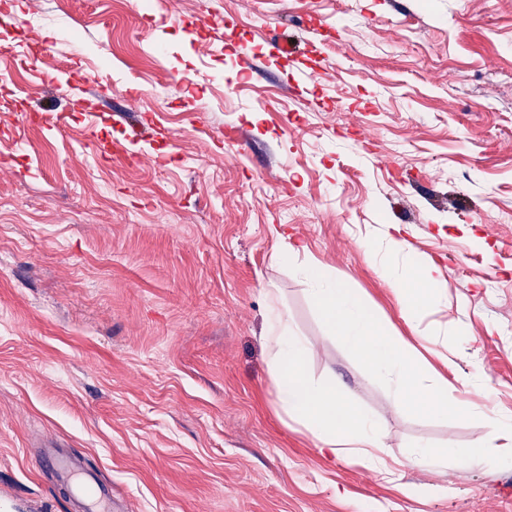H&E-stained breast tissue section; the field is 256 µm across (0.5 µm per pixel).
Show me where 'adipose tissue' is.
Here are the masks:
<instances>
[{"label": "adipose tissue", "instance_id": "1", "mask_svg": "<svg viewBox=\"0 0 512 512\" xmlns=\"http://www.w3.org/2000/svg\"><path fill=\"white\" fill-rule=\"evenodd\" d=\"M382 270L404 319L414 321L424 303L439 289L433 268L416 260L405 272L390 263L384 264ZM299 272L312 285V298L330 337L343 340L369 373L391 382L400 401L433 414H470V407L460 405L449 395L447 380L418 389L423 368L415 349L400 337L390 335L385 324L350 291L328 280L314 263H305ZM265 345L276 400L283 413L306 426L321 451L354 448L359 459L379 471H388L393 452L385 442V429L345 400L335 384H318L309 378L305 370L309 344L292 333L284 312H277L270 321ZM485 424V440L473 447L447 450L420 445L411 455L423 465L444 463L453 457L512 467V421L489 414Z\"/></svg>", "mask_w": 512, "mask_h": 512}]
</instances>
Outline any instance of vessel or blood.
I'll return each instance as SVG.
<instances>
[{"label": "vessel or blood", "mask_w": 512, "mask_h": 512, "mask_svg": "<svg viewBox=\"0 0 512 512\" xmlns=\"http://www.w3.org/2000/svg\"><path fill=\"white\" fill-rule=\"evenodd\" d=\"M41 466L65 486L78 512H112V487L85 470L73 454L49 444L40 451Z\"/></svg>", "instance_id": "b4317fda"}]
</instances>
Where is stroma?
Listing matches in <instances>:
<instances>
[{
  "label": "stroma",
  "instance_id": "35a3bbf8",
  "mask_svg": "<svg viewBox=\"0 0 512 512\" xmlns=\"http://www.w3.org/2000/svg\"><path fill=\"white\" fill-rule=\"evenodd\" d=\"M63 16L82 29L64 54ZM273 29L290 52L269 56ZM1 77L0 512H72L47 442L116 512H512V467L409 459L512 417V0H20ZM370 239L434 267L414 323ZM292 245L428 338L426 378L474 415L407 408L329 337ZM278 310L309 377L385 426L392 476L285 422Z\"/></svg>",
  "mask_w": 512,
  "mask_h": 512
}]
</instances>
